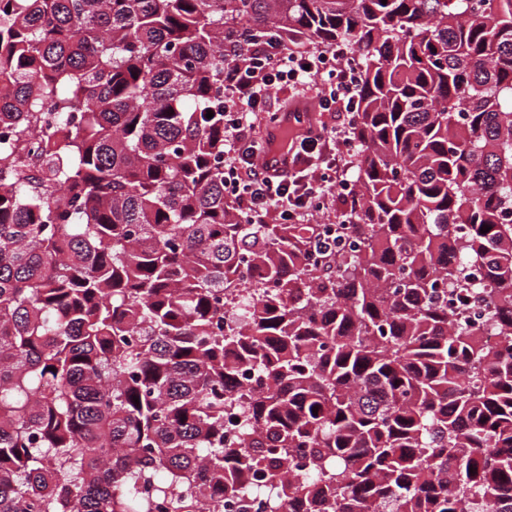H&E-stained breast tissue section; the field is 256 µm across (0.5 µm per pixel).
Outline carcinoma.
<instances>
[{"label":"carcinoma","mask_w":512,"mask_h":512,"mask_svg":"<svg viewBox=\"0 0 512 512\" xmlns=\"http://www.w3.org/2000/svg\"><path fill=\"white\" fill-rule=\"evenodd\" d=\"M239 22L357 63L331 263L226 222ZM0 127V512H512V0H0Z\"/></svg>","instance_id":"cac0c4a2"}]
</instances>
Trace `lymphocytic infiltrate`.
Returning a JSON list of instances; mask_svg holds the SVG:
<instances>
[{
    "mask_svg": "<svg viewBox=\"0 0 512 512\" xmlns=\"http://www.w3.org/2000/svg\"><path fill=\"white\" fill-rule=\"evenodd\" d=\"M321 86L319 111L332 113L333 126L308 127L286 146V172L260 163L268 142L257 139L270 93L281 86ZM358 75L336 49L296 50L280 39H224V191L231 214L251 224H304L335 197L346 210L356 191L348 180L354 145L346 134L356 109Z\"/></svg>",
    "mask_w": 512,
    "mask_h": 512,
    "instance_id": "lymphocytic-infiltrate-1",
    "label": "lymphocytic infiltrate"
}]
</instances>
